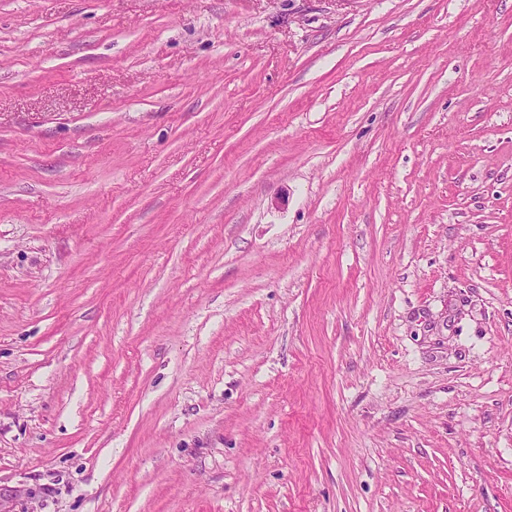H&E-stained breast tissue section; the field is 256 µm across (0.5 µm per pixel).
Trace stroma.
I'll return each mask as SVG.
<instances>
[{"instance_id": "35a3bbf8", "label": "stroma", "mask_w": 512, "mask_h": 512, "mask_svg": "<svg viewBox=\"0 0 512 512\" xmlns=\"http://www.w3.org/2000/svg\"><path fill=\"white\" fill-rule=\"evenodd\" d=\"M0 512H512V0H0Z\"/></svg>"}]
</instances>
